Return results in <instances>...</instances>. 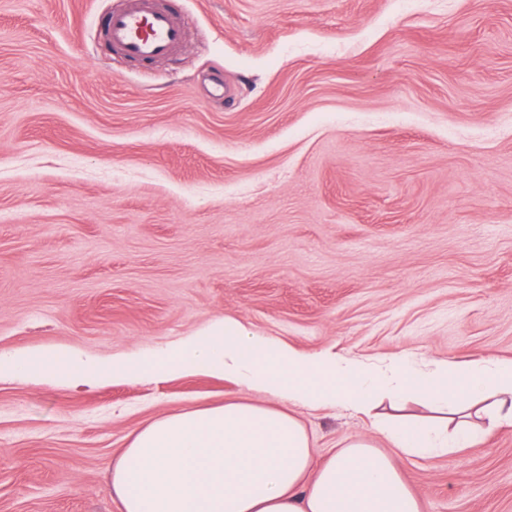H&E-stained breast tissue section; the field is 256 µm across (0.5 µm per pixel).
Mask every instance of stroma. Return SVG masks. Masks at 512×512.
<instances>
[{
	"label": "stroma",
	"mask_w": 512,
	"mask_h": 512,
	"mask_svg": "<svg viewBox=\"0 0 512 512\" xmlns=\"http://www.w3.org/2000/svg\"><path fill=\"white\" fill-rule=\"evenodd\" d=\"M0 0V353L108 362L213 320L306 353L512 358V0ZM206 373L0 380V512H121L131 434L241 395ZM323 462L370 420L290 406ZM425 512H512V425L399 458ZM108 15L103 32L114 56L130 62H152L176 53L184 29L173 0H124Z\"/></svg>",
	"instance_id": "1"
}]
</instances>
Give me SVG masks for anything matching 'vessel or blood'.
Returning <instances> with one entry per match:
<instances>
[{
	"instance_id": "obj_1",
	"label": "vessel or blood",
	"mask_w": 512,
	"mask_h": 512,
	"mask_svg": "<svg viewBox=\"0 0 512 512\" xmlns=\"http://www.w3.org/2000/svg\"><path fill=\"white\" fill-rule=\"evenodd\" d=\"M171 0H125L108 15L103 32L113 55L130 62H152L176 53L184 29Z\"/></svg>"
}]
</instances>
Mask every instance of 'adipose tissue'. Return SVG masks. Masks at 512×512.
Here are the masks:
<instances>
[{"label": "adipose tissue", "instance_id": "1", "mask_svg": "<svg viewBox=\"0 0 512 512\" xmlns=\"http://www.w3.org/2000/svg\"><path fill=\"white\" fill-rule=\"evenodd\" d=\"M47 367L71 388L108 377L204 372L247 391V398L163 416L134 432L108 481L122 512H423L397 457L467 448L489 428L512 424V358L441 360L424 373L403 356L378 365L307 354L230 318L107 365L71 350L0 354V377L30 378ZM260 394L353 414L382 405L398 411L418 395L431 410L459 420L451 428L379 420L369 435L346 440L317 466L303 424L257 402ZM381 439L389 450L378 448Z\"/></svg>", "mask_w": 512, "mask_h": 512}]
</instances>
